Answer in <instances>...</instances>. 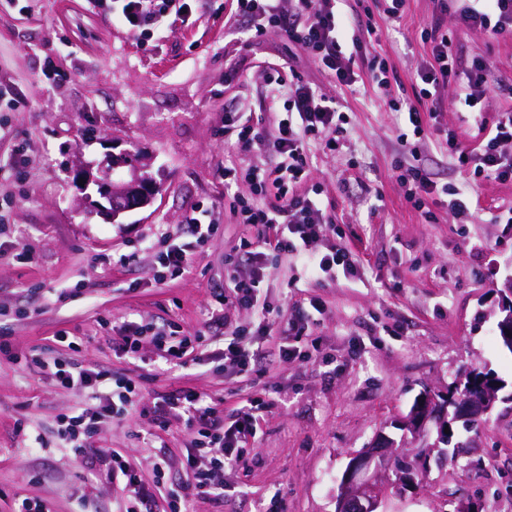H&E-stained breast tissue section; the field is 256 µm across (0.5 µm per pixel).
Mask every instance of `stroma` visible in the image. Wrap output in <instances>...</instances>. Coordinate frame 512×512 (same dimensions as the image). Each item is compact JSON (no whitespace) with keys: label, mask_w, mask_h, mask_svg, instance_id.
Masks as SVG:
<instances>
[{"label":"stroma","mask_w":512,"mask_h":512,"mask_svg":"<svg viewBox=\"0 0 512 512\" xmlns=\"http://www.w3.org/2000/svg\"><path fill=\"white\" fill-rule=\"evenodd\" d=\"M225 0H190L187 17L171 16L133 38L86 0H17L0 7V153L20 147L25 176L0 185L9 198V228L0 234V512L15 496L39 498L52 512H124L123 480L84 481L81 460L60 447L61 417L81 396L24 365L36 357L77 362L137 377L143 413L100 423L93 449L122 451L152 481L154 449L140 435L154 404L178 390L203 393L225 412L273 391L254 440L224 471L220 496L161 498L156 512H335L350 456L379 433L399 437L395 419L424 391L445 394L475 368L493 371L512 396V351L499 338L501 307L512 283V182L474 175L446 149L448 131L478 144L483 134L463 104L464 80L452 81L443 112L421 137L392 100H409L426 47L420 35L441 18L463 65L482 58L492 78L512 83V36L474 34L457 26L460 0H406L401 20L387 21L374 0H338L350 17L347 35L364 39L367 55L385 58L387 94L337 86L305 49L269 31L241 46L224 28ZM372 8L375 34L355 21ZM290 65L314 87L337 97L349 140L336 152L309 145L310 177L336 231L312 248L345 245L358 260L354 275L314 281L292 258L270 254L261 284L277 326L299 321L319 301L322 312L298 348L301 360H258L237 374L203 349L196 361L169 368L156 355L152 329L213 335L209 316L231 269L226 259L250 226L236 223L224 195V114L257 102L263 73ZM127 153L149 164L161 183L154 203L119 223L83 203L70 174L76 163L105 169ZM418 160L438 184L462 188L471 210L453 223L442 198L427 211L412 207L397 161ZM208 210L215 233L192 258L193 270L161 277L145 242L165 228L181 235L195 208ZM31 261L17 260L22 246ZM150 326L132 359L113 347L115 329ZM67 334L73 347L57 340ZM44 445L33 448L34 437ZM386 512H512V399L497 402L488 425L470 433L456 464L430 462L423 488L391 492Z\"/></svg>","instance_id":"35a3bbf8"}]
</instances>
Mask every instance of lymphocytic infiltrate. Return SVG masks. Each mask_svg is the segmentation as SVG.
I'll list each match as a JSON object with an SVG mask.
<instances>
[{"mask_svg":"<svg viewBox=\"0 0 512 512\" xmlns=\"http://www.w3.org/2000/svg\"><path fill=\"white\" fill-rule=\"evenodd\" d=\"M238 16L249 22L248 39H256L267 30H279L289 42L301 45L323 70L334 76L338 85L356 90L359 83L384 90L389 86L388 65L379 56L367 59L364 70L355 67L356 57L363 54L361 40H353L351 50H344L341 40L345 19L336 11V0H235ZM176 0H118L113 15L134 37H141L167 18ZM458 21L472 32L494 35L512 33V0H465ZM423 37L428 60L417 72L419 84L415 100L407 104L408 122L414 135L424 132V118H437L441 112L443 92L451 80H466L468 93L464 103L476 108L490 92V66L478 59L469 70H460L451 41L441 33L439 23H432ZM265 97L270 104L281 105L274 126L265 118L254 117L248 107L228 114L224 122V141L232 155L224 167V188L232 191L246 182L250 196L234 194L232 210L237 223L255 230L240 258L233 263L231 295L245 309L260 307V284L268 269L269 253L291 255L310 278L323 280L337 272L352 273L356 261L342 245L333 251L311 252L309 244L332 230L322 218L318 190L298 192L308 176V146L321 140L324 149L342 148L348 134L347 115L337 98L312 87L300 76H286L275 68L264 76ZM512 144V110L499 113L492 135L478 151L465 148L455 133H448L446 146L461 164L473 166L476 173L493 176L500 182L512 181V155L503 147ZM399 181L406 188V199L416 208H424L428 199L438 195L448 198V213L458 220L466 216L468 206L459 190L438 185L421 166L405 169ZM214 224L189 217L185 226V243H170L159 251V265L170 274L181 276L191 270V257L209 240ZM39 369L50 371L62 387L84 394L88 401L61 424L58 433L70 447L83 451L84 464L93 475H122L134 495L138 512H151L159 495H220L224 492V468L236 461L240 451L255 438L261 413L266 404L251 401L238 409L232 422H225L217 405L206 402L201 394L180 391L157 402V431L146 434L147 441H160V432L170 419L184 420L193 437L186 449V480L180 489L166 488L163 483L145 487L137 471L123 455L112 452L97 455L87 447L97 426L109 417L128 418L140 401L139 386L131 376L106 377L104 372L80 364L57 360H37Z\"/></svg>","mask_w":512,"mask_h":512,"instance_id":"f902f5d3","label":"lymphocytic infiltrate"}]
</instances>
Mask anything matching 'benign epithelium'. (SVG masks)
Here are the masks:
<instances>
[{"instance_id":"7a95c632","label":"benign epithelium","mask_w":512,"mask_h":512,"mask_svg":"<svg viewBox=\"0 0 512 512\" xmlns=\"http://www.w3.org/2000/svg\"><path fill=\"white\" fill-rule=\"evenodd\" d=\"M156 181L134 171L128 178L101 183V195L107 201L104 207L91 203L105 218L118 223L127 212L151 205L158 193ZM498 385L492 380L482 382L481 388L460 403L443 405L432 394H423L412 406L409 413L396 421V426L415 437L431 440L436 434L435 444L425 448H412L410 455L417 465L404 468L400 472L393 470L394 457L399 450L394 448V441L382 434L367 448L352 455L342 475L337 493L335 512H381L389 489H415L418 480L426 474L421 467L428 456L444 438L448 417L482 421L497 399ZM436 431H431V427Z\"/></svg>"}]
</instances>
